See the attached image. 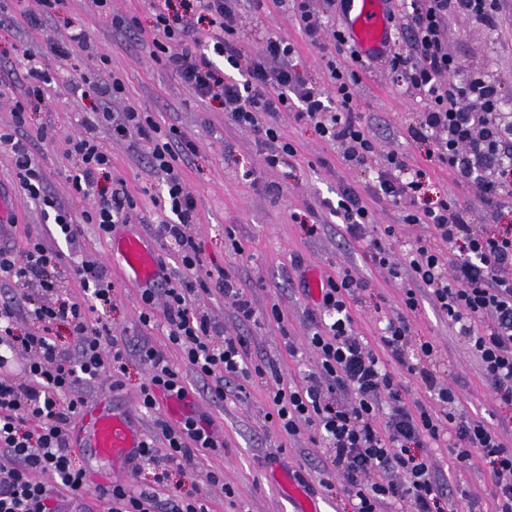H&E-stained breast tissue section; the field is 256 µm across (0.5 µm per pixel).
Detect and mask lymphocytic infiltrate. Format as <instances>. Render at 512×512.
I'll return each mask as SVG.
<instances>
[{
	"mask_svg": "<svg viewBox=\"0 0 512 512\" xmlns=\"http://www.w3.org/2000/svg\"><path fill=\"white\" fill-rule=\"evenodd\" d=\"M239 0H161L150 29L154 60L162 62L185 88L203 100H219L228 117L253 132L266 148L265 162L287 164L297 149L266 116L294 111L313 124L319 135L356 168L366 167L377 153L352 104L365 59L339 29L324 30L316 0H278L291 9L299 30L324 54L328 85L304 76L294 62L295 47L285 37L264 36L262 48L243 60L235 39L242 24ZM495 28L501 0H397L390 14L401 42L386 51L393 80L420 97L423 109L409 124L413 140L427 143L438 162L458 184L478 183L486 198L512 201V114L502 111L499 90L489 74H462L459 62L443 47L442 29L449 13ZM410 52H402L401 43ZM212 54H205V47ZM224 65H217L216 57ZM239 70L241 80L227 78L225 67ZM27 102H16L12 129H0L20 187L54 213L68 241H76L79 223L97 225L101 236L130 223L137 202L127 189L107 190L112 159L99 146L97 124L109 125L113 137H133L145 149L154 172L164 177L165 194L154 204L171 217L158 235L177 249L184 272L162 287L141 292V322L163 319L168 340L189 369L209 381L210 392L224 399L235 381L273 379L265 419L283 437L310 433L315 447L327 454L344 478L351 512H381L389 502L404 512H477L480 498L466 489H447L425 449L451 437L449 453L460 468L480 464L492 477L491 512H512V443L483 420L463 413L459 397L445 380L433 342H414L409 315L421 299L457 325L458 333L477 356L495 402L512 409V232L478 230L468 208L447 200L421 198V176L410 173L399 156L386 155L378 170L375 194L400 210V225H387L375 235L374 214L358 192L339 194L336 214L349 239L365 242L366 257L400 277L403 312L384 319L376 342L354 329L352 311L363 303L366 288L349 272L322 275L321 291L307 311L308 343L318 354L316 369L304 383L284 382L276 365L251 357L247 337H220L218 329L195 304L199 294L220 293L237 320L256 321L257 314L238 277L209 269L187 227L198 216V202L187 187L180 164L196 152L187 132L161 126L137 108L116 115L97 114L96 124L65 137L49 126L28 132ZM62 142L63 154L75 169L73 196H98L80 219H73L46 191L35 164L32 140ZM425 225L429 236L418 239L404 263L392 259L398 227ZM451 249L441 259V249ZM78 281L81 297L62 294L66 279ZM0 281L16 286L0 300V452L12 460L0 468V512H62L64 500H78L89 484L87 469L76 462L72 444L76 420L87 402L79 391L97 382L110 389L124 385L127 361L137 355L147 369L139 387V406L155 413L154 437L143 440L135 472L151 471L152 483L133 487L101 484L96 498L105 512H208L201 499L169 493L160 496L172 472L190 470L198 455L219 454L224 446L209 423L190 414L173 423L160 416L166 400L190 396L180 371L162 350L146 341L112 339L103 314L116 299L117 286L99 258L75 259L50 248L38 235H28L22 251L0 247ZM37 294L28 311L33 328L20 331V300ZM67 325L72 339L65 348L56 330ZM27 355L23 371L12 375V355ZM405 370L420 386L411 397L397 377Z\"/></svg>",
	"mask_w": 512,
	"mask_h": 512,
	"instance_id": "1",
	"label": "lymphocytic infiltrate"
}]
</instances>
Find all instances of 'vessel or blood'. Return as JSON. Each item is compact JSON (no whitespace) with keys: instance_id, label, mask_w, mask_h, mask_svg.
<instances>
[{"instance_id":"vessel-or-blood-1","label":"vessel or blood","mask_w":512,"mask_h":512,"mask_svg":"<svg viewBox=\"0 0 512 512\" xmlns=\"http://www.w3.org/2000/svg\"><path fill=\"white\" fill-rule=\"evenodd\" d=\"M386 0H351L346 29L351 39L368 54L385 47L391 31L385 19ZM110 260L128 279L149 283L160 268L151 245L134 232L114 237ZM87 447L99 459L112 465L129 467L135 458L142 437L131 416L102 401L97 403L81 421Z\"/></svg>"}]
</instances>
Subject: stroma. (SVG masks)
I'll use <instances>...</instances> for the list:
<instances>
[{"instance_id": "1", "label": "stroma", "mask_w": 512, "mask_h": 512, "mask_svg": "<svg viewBox=\"0 0 512 512\" xmlns=\"http://www.w3.org/2000/svg\"><path fill=\"white\" fill-rule=\"evenodd\" d=\"M30 6V0H0V12L15 21L13 30L0 35V71L9 75L7 83L0 85V128L11 126L14 104L25 90L38 86L44 102L32 107L28 131L46 124L63 136L82 131L100 109L82 76L93 75L106 64L123 71L126 92L110 101L112 113L138 105L156 122L180 127L196 143V156L182 166L184 179L198 201V219L189 225L188 232L199 244L208 268L226 269L241 278L259 316L257 322L240 325L221 294L200 295L198 305L223 334L248 337L255 359L276 364L285 380L298 383L317 363V355L307 343V302L299 287L298 270H346L366 282L364 303L354 310L353 318L357 332L367 338L377 336L378 317L401 313L400 280L373 266L365 256V243L346 237L339 218L330 210L339 192L351 188L364 195L377 228L399 223V212L390 202L368 193L375 183L373 169L349 166L337 149L321 139L313 124L296 120L289 111L275 113L267 122L295 145L297 154L286 166L268 168L264 149L252 132L231 123L219 104L193 96L171 70L151 58L148 45L131 42L112 30L91 0H67L54 16L36 26L28 24L25 17ZM242 11L246 22L239 38L243 57L257 51L265 34L281 35L294 44L300 70L320 84L328 83L325 58L299 31L289 12L273 0H242ZM70 29L85 31L86 47L71 50L66 56L57 54L56 46L63 44ZM443 39L449 55L465 69L489 72L499 87L502 111L512 113V0H505L501 22L492 30L462 15L449 14ZM360 78L353 109L360 114L380 154H398L410 168L423 171L427 196L469 208L475 224L512 225V203L487 202L476 184L455 183L453 174L430 157L426 144L408 137L406 128L422 109L418 98L393 83L384 69L363 72ZM96 135L102 149L112 157L107 188L126 186L137 202L139 218L131 223V230L147 238L157 257L173 274H180L175 247L157 235L165 214L153 206L151 198L163 189L161 175L151 170L145 150L133 149L130 140L113 139L105 127L97 128ZM31 150L49 192L58 202L76 215L89 209L91 199L70 193L71 165L60 144L36 141ZM0 187L15 193L17 199L14 223L0 226L1 247L23 250L27 234L33 233L52 248L69 251L59 227L44 218L40 204L20 192L13 180L11 157L5 151H0ZM311 224L317 227L312 236L307 233ZM235 240L242 245V254L234 253L231 243ZM112 275L119 282V293L104 318L113 335L149 341L182 368L193 393L194 411L207 418L224 441L221 455L196 459L193 469L181 478V493L203 498L210 512H298V500L272 480L273 474L281 471L293 474L318 512H350L345 481L320 449L305 436L282 439L266 422L268 391L264 385L248 386L239 398L213 399L207 382L185 369L178 351L168 342L165 328L141 324L136 283L125 279L120 270H113ZM277 302L285 304L288 311V331L284 334L265 317ZM409 320L414 339L437 346L447 363V380L465 411L498 424L502 410L493 400L477 357L456 327L426 299ZM145 375L133 355L122 389L88 387L81 394L88 405L104 400L131 411L142 436L149 437L155 431L154 416L138 404ZM273 450L279 451L280 459L267 462L265 456ZM427 453L450 485L488 497L491 479L483 466L457 469L443 445L428 448ZM217 470L224 474L220 486L207 478L208 472ZM227 485L233 488V495L224 493Z\"/></svg>"}]
</instances>
